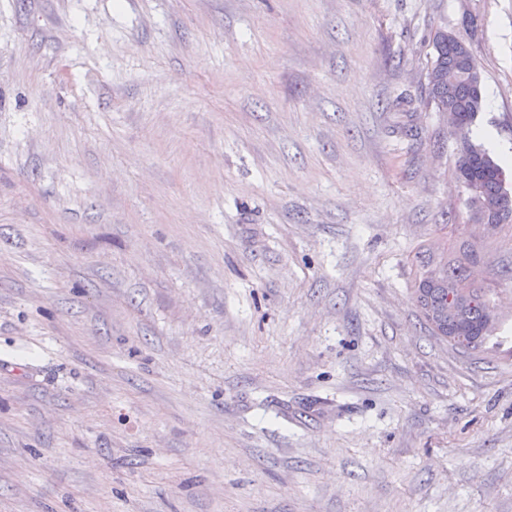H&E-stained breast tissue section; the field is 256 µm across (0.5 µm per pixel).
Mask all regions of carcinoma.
Here are the masks:
<instances>
[{"mask_svg":"<svg viewBox=\"0 0 512 512\" xmlns=\"http://www.w3.org/2000/svg\"><path fill=\"white\" fill-rule=\"evenodd\" d=\"M434 48L435 57L427 73L426 104L435 105L441 112L456 113L460 122L470 129L484 104L481 74L475 59L467 45L448 43L440 35ZM455 168L467 192L466 206L475 220L480 218L487 204L509 192L512 162L499 163L471 141L457 147ZM483 263L485 255L467 246L463 248L462 257L453 260L437 257L427 250L417 266L415 286L423 323L432 335L456 348L465 342L480 348L491 333L485 323L487 289L471 279V269ZM450 281L469 283L464 289L462 306L451 316L448 315Z\"/></svg>","mask_w":512,"mask_h":512,"instance_id":"cac0c4a2","label":"carcinoma"}]
</instances>
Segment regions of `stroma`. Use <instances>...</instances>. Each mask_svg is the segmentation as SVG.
I'll list each match as a JSON object with an SVG mask.
<instances>
[{
    "instance_id": "1",
    "label": "stroma",
    "mask_w": 512,
    "mask_h": 512,
    "mask_svg": "<svg viewBox=\"0 0 512 512\" xmlns=\"http://www.w3.org/2000/svg\"><path fill=\"white\" fill-rule=\"evenodd\" d=\"M441 32L512 159V0H0V512H512ZM464 241L475 353L413 290Z\"/></svg>"
}]
</instances>
